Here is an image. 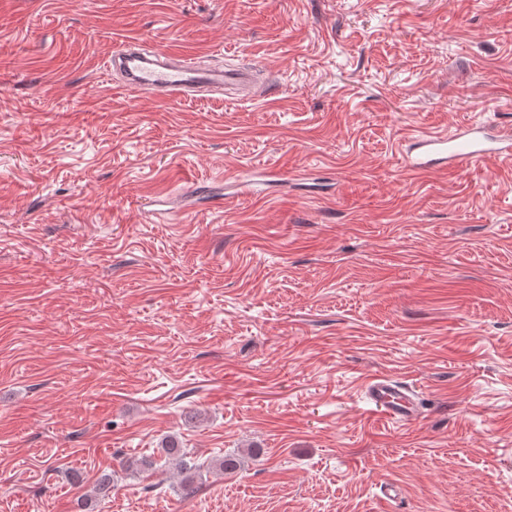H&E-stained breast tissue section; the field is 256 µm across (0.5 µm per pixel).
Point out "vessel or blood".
I'll list each match as a JSON object with an SVG mask.
<instances>
[{
  "mask_svg": "<svg viewBox=\"0 0 512 512\" xmlns=\"http://www.w3.org/2000/svg\"><path fill=\"white\" fill-rule=\"evenodd\" d=\"M105 68L120 72L131 91L161 99H181L208 91L229 92L247 88L250 96H266L263 85H250L245 72L217 71L191 62L182 53L152 50L143 54L121 50L113 53ZM408 167L427 172L440 166L465 169L494 156L512 163V127L472 123L454 130H425L410 137ZM369 401L381 417L410 423L421 415L419 404L399 382L375 376L366 385Z\"/></svg>",
  "mask_w": 512,
  "mask_h": 512,
  "instance_id": "obj_1",
  "label": "vessel or blood"
}]
</instances>
